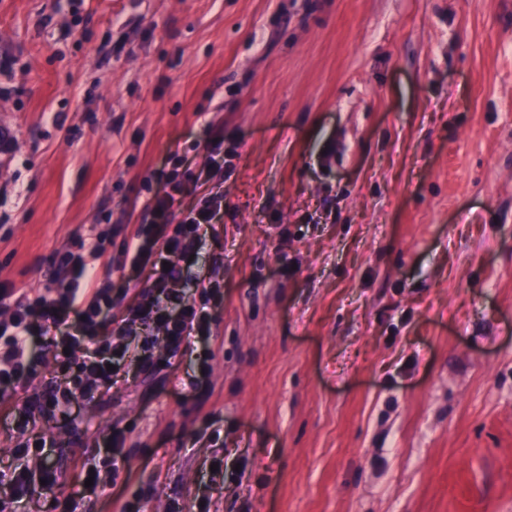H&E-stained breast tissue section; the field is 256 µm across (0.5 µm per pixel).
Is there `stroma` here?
<instances>
[{
	"label": "stroma",
	"instance_id": "stroma-1",
	"mask_svg": "<svg viewBox=\"0 0 512 512\" xmlns=\"http://www.w3.org/2000/svg\"><path fill=\"white\" fill-rule=\"evenodd\" d=\"M0 280L142 220L224 131L201 345L48 425L27 512H512V0H0ZM51 366L0 399L54 382ZM127 430L116 484L74 457ZM219 438H212V430ZM224 459V480L209 477Z\"/></svg>",
	"mask_w": 512,
	"mask_h": 512
}]
</instances>
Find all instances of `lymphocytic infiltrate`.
Wrapping results in <instances>:
<instances>
[{
  "instance_id": "1",
  "label": "lymphocytic infiltrate",
  "mask_w": 512,
  "mask_h": 512,
  "mask_svg": "<svg viewBox=\"0 0 512 512\" xmlns=\"http://www.w3.org/2000/svg\"><path fill=\"white\" fill-rule=\"evenodd\" d=\"M165 187L144 207L141 223L123 227L120 257L109 255L103 238L77 252L57 253L43 288L33 290L0 281V396L35 381L43 354H51L61 374L36 405L14 408L16 443L0 467V512H17L35 493L50 494L58 476L48 459L53 437L39 425L81 401L110 389L125 362L150 373L171 362L189 340L213 337L214 310L223 301L216 284H195L186 295L188 259L224 209L223 191H213L191 209L181 207L187 173L170 154ZM149 270V284L120 316L113 315L112 277L125 268ZM127 436L115 428L104 436L105 449L80 458L82 475L94 488L116 482Z\"/></svg>"
}]
</instances>
